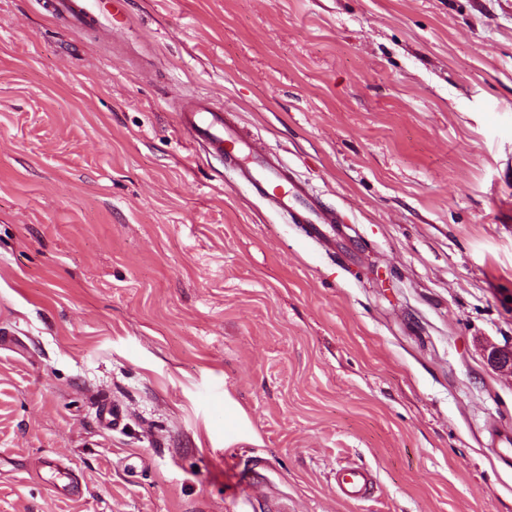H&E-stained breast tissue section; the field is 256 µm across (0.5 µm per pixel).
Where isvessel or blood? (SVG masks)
<instances>
[{
	"label": "vessel or blood",
	"instance_id": "vessel-or-blood-1",
	"mask_svg": "<svg viewBox=\"0 0 512 512\" xmlns=\"http://www.w3.org/2000/svg\"><path fill=\"white\" fill-rule=\"evenodd\" d=\"M56 10L74 28L84 26L88 17L84 0H57ZM179 122L205 155L223 157L243 182L268 196L274 207L289 213L295 223L305 225L309 239L324 240L325 227L338 224L335 211L324 208L304 184L292 181L284 161L257 151L249 134L227 119L223 109L204 99H189L180 107ZM334 481L341 498L358 502L369 495L375 475L369 468L346 465L337 469Z\"/></svg>",
	"mask_w": 512,
	"mask_h": 512
}]
</instances>
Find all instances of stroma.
<instances>
[{"instance_id": "1", "label": "stroma", "mask_w": 512, "mask_h": 512, "mask_svg": "<svg viewBox=\"0 0 512 512\" xmlns=\"http://www.w3.org/2000/svg\"><path fill=\"white\" fill-rule=\"evenodd\" d=\"M90 10L0 0V512H512V0ZM189 97L335 248L202 156ZM56 10L59 14L64 15L71 27H83L87 17L89 16L87 2L89 0H56ZM223 109L205 99H188L178 113L179 122L206 156L223 157L239 178L269 198L277 209L289 213L295 224H306V236L314 242L327 238L322 225L334 230L339 224L336 211L324 208L304 184L288 176L280 158L257 151L249 134L227 119ZM271 191V192H269ZM336 493L348 502L365 499L375 483L373 471L367 467L346 465L336 470L334 475Z\"/></svg>"}]
</instances>
